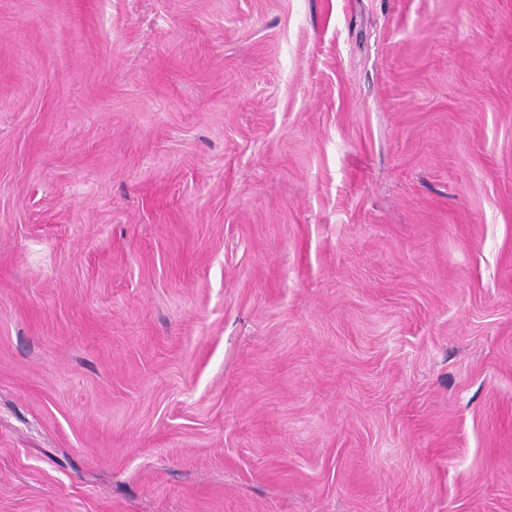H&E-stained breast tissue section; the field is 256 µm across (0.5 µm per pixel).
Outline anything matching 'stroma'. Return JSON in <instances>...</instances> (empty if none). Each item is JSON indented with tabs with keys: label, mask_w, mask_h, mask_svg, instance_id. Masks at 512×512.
Here are the masks:
<instances>
[{
	"label": "stroma",
	"mask_w": 512,
	"mask_h": 512,
	"mask_svg": "<svg viewBox=\"0 0 512 512\" xmlns=\"http://www.w3.org/2000/svg\"><path fill=\"white\" fill-rule=\"evenodd\" d=\"M0 512H512V0H0Z\"/></svg>",
	"instance_id": "obj_1"
}]
</instances>
